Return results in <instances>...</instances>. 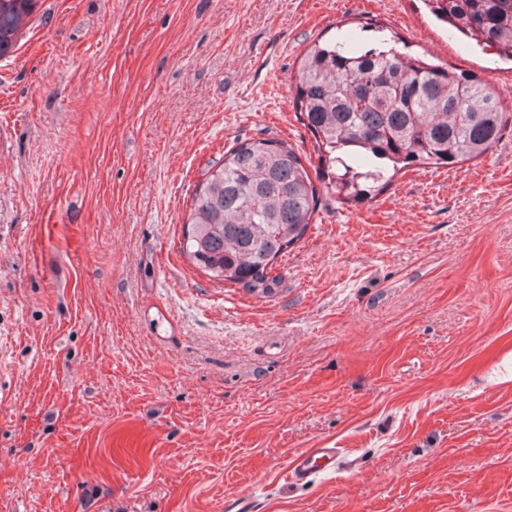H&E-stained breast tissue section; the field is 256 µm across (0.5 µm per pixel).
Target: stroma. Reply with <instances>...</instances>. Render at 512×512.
Here are the masks:
<instances>
[{
  "label": "stroma",
  "mask_w": 512,
  "mask_h": 512,
  "mask_svg": "<svg viewBox=\"0 0 512 512\" xmlns=\"http://www.w3.org/2000/svg\"><path fill=\"white\" fill-rule=\"evenodd\" d=\"M363 17L512 105L422 0H38L0 55V512H512V127L322 196L272 296L180 252L233 142L312 154L297 59ZM339 455V448H311L298 458L292 471V478L295 481H305L335 465Z\"/></svg>",
  "instance_id": "35a3bbf8"
}]
</instances>
